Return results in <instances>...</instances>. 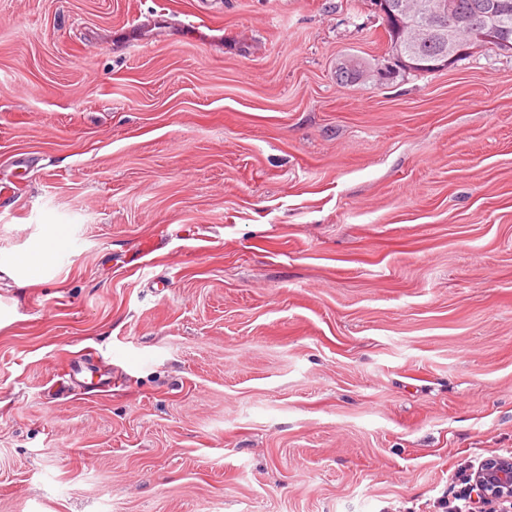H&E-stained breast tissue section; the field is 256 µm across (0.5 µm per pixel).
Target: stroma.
I'll return each instance as SVG.
<instances>
[{"mask_svg":"<svg viewBox=\"0 0 512 512\" xmlns=\"http://www.w3.org/2000/svg\"><path fill=\"white\" fill-rule=\"evenodd\" d=\"M386 49L369 0H0V512H437L512 452V54L337 85ZM61 244V234H54L52 231L38 246L20 260V268L29 271L41 269L51 261L54 252L59 250Z\"/></svg>","mask_w":512,"mask_h":512,"instance_id":"35a3bbf8","label":"stroma"}]
</instances>
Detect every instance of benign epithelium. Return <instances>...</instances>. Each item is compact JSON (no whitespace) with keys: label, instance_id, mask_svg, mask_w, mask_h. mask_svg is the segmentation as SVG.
<instances>
[{"label":"benign epithelium","instance_id":"1","mask_svg":"<svg viewBox=\"0 0 512 512\" xmlns=\"http://www.w3.org/2000/svg\"><path fill=\"white\" fill-rule=\"evenodd\" d=\"M372 9L382 18L385 28L400 37L399 47L389 50L378 63L357 69L360 80L387 83L399 71L421 68L419 54L434 42L448 44L432 68L453 67L471 51V40L463 33L475 28L473 18L456 11L452 0H376ZM474 487L480 500L495 506L512 503V457L493 456L483 460L474 477Z\"/></svg>","mask_w":512,"mask_h":512}]
</instances>
